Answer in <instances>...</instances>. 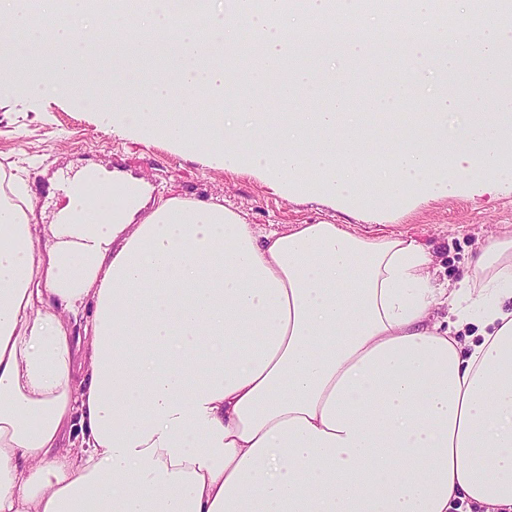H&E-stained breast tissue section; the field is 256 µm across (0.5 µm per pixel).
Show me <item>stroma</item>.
<instances>
[{
    "label": "stroma",
    "mask_w": 512,
    "mask_h": 512,
    "mask_svg": "<svg viewBox=\"0 0 512 512\" xmlns=\"http://www.w3.org/2000/svg\"><path fill=\"white\" fill-rule=\"evenodd\" d=\"M375 59V74L361 67L354 71V85L365 103L373 94L392 93L409 79L400 50L376 54ZM447 87L441 75H434L432 84L406 98L399 112L365 115L366 137L382 140L400 134L405 113L421 107L432 90ZM88 164L143 178L155 199L180 196L222 203L261 229L326 221L351 225L362 235L412 236L432 251L438 284L461 281L486 240L512 235V187L425 197L372 220L343 213L314 196L278 195L249 173L210 165L203 154L190 157L166 142L132 137L106 126L97 111L63 97L0 102V179H22L36 194L37 223H53L62 204L61 196L49 194L51 179L72 176Z\"/></svg>",
    "instance_id": "1"
}]
</instances>
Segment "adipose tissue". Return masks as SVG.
<instances>
[{
	"label": "adipose tissue",
	"mask_w": 512,
	"mask_h": 512,
	"mask_svg": "<svg viewBox=\"0 0 512 512\" xmlns=\"http://www.w3.org/2000/svg\"><path fill=\"white\" fill-rule=\"evenodd\" d=\"M74 186L42 249L0 197V512H512V239L454 292L408 235Z\"/></svg>",
	"instance_id": "ef3b65f1"
}]
</instances>
